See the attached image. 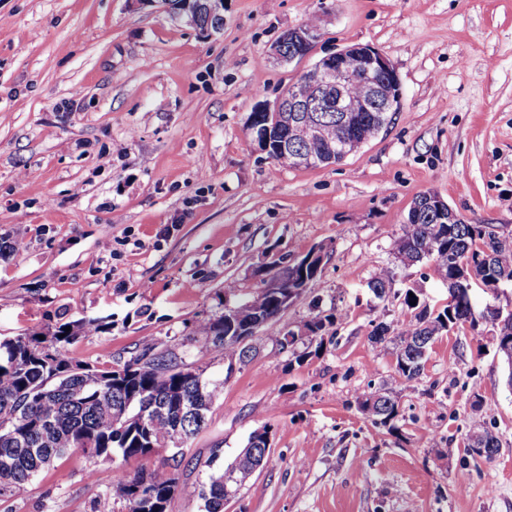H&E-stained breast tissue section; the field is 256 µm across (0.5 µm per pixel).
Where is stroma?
Returning <instances> with one entry per match:
<instances>
[{
  "label": "stroma",
  "instance_id": "stroma-1",
  "mask_svg": "<svg viewBox=\"0 0 512 512\" xmlns=\"http://www.w3.org/2000/svg\"><path fill=\"white\" fill-rule=\"evenodd\" d=\"M313 22L311 54L277 63L285 31ZM367 44L401 85L389 124L344 161L281 165L247 129L326 51ZM432 191L470 224L512 235V0H224L204 35L162 0H0V341L95 321L73 361L119 367L143 342L205 367L223 391L191 443L169 512H200L206 461L228 464L267 429L270 455L224 512H512V392L486 325L439 336L421 376L396 370L378 323L402 328L414 288L448 303L434 262L391 252ZM110 237L109 249L100 241ZM328 247L317 279L238 359L203 352L198 320L264 288L274 262ZM390 268L392 290L368 283ZM333 316L323 341L302 336ZM297 343L279 349L278 332ZM387 388L399 414L358 408ZM499 452H468L472 412ZM56 460L0 512H94L113 475Z\"/></svg>",
  "mask_w": 512,
  "mask_h": 512
}]
</instances>
